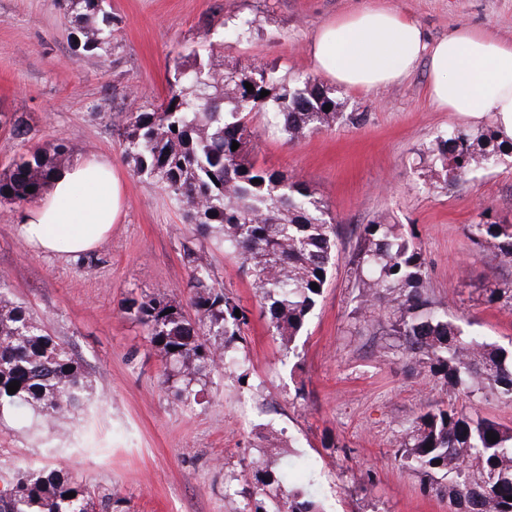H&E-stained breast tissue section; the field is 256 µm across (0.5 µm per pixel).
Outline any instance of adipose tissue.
Listing matches in <instances>:
<instances>
[{"label":"adipose tissue","mask_w":512,"mask_h":512,"mask_svg":"<svg viewBox=\"0 0 512 512\" xmlns=\"http://www.w3.org/2000/svg\"><path fill=\"white\" fill-rule=\"evenodd\" d=\"M308 53L317 72L360 91L398 82L428 57V94L436 108L491 120L512 137V42L461 27L430 44L415 21L377 6L322 24ZM123 196V179L110 160L94 157L68 165L26 208L22 236L41 252L91 251L117 223Z\"/></svg>","instance_id":"1"}]
</instances>
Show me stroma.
Masks as SVG:
<instances>
[{
    "label": "stroma",
    "mask_w": 512,
    "mask_h": 512,
    "mask_svg": "<svg viewBox=\"0 0 512 512\" xmlns=\"http://www.w3.org/2000/svg\"><path fill=\"white\" fill-rule=\"evenodd\" d=\"M374 0H110L112 53L75 56L62 0H0V171L30 148L63 142L72 160L103 156L125 180L121 220L96 249L60 259L24 242L23 209L0 203V293L26 303L87 372L89 410L39 426L27 408L0 415V483L30 468L61 466L123 512H243L246 481L230 482L278 446L290 485L322 512H451L430 480L396 458L402 431L425 405H450L512 427V401L483 389L466 396L406 358L385 357L389 337L351 315L358 291L345 258L359 226L377 218L414 235L428 281L451 320L470 319L512 349V309L479 290L512 279V262L473 253L465 235L479 214L512 223V163L443 188L425 184L419 155L440 135L473 124L427 97V61L375 92L333 86L335 127L288 141L255 113L252 160L304 179L338 225L335 264L305 328L285 355L260 308V292L234 255L204 245L225 293L245 311L238 355L249 376L216 371L203 404L175 399L160 357L124 310L133 294L158 290L187 300L182 245L194 233L181 211L135 176L111 121L161 103L175 64L206 60L312 74L308 44L326 21ZM416 21L429 41L468 25L512 40V0H383ZM363 115L362 124L350 117ZM29 128L15 139L14 122Z\"/></svg>",
    "instance_id": "obj_1"
}]
</instances>
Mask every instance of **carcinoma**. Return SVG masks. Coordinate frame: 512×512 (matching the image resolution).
I'll list each match as a JSON object with an SVG mask.
<instances>
[{
    "label": "carcinoma",
    "instance_id": "carcinoma-1",
    "mask_svg": "<svg viewBox=\"0 0 512 512\" xmlns=\"http://www.w3.org/2000/svg\"><path fill=\"white\" fill-rule=\"evenodd\" d=\"M105 3L64 0L75 52L103 57L111 51L112 21ZM247 82L253 91H247ZM263 90L269 95L262 98ZM269 106L275 109V126L291 141L328 130L339 118L336 97L315 77L290 83L272 72L226 70L223 61L209 58L189 68L175 65L160 111L126 112L115 128L135 175L160 189L195 225L196 234L182 245L194 316L165 291L126 302V313L164 362L166 381L188 403L206 398L217 366H239L235 345L244 339L247 325L245 313L235 315L239 304L212 278L199 239L242 260L262 294L269 329L288 347L306 326L334 265L337 224L328 205L304 180L249 159L252 114ZM234 141L239 144L235 151ZM505 156L512 158V139L487 125L451 130L423 151L420 162L429 179L448 187ZM69 157L70 148L62 142L18 155L0 176V200L34 202ZM466 234L477 249L512 261V224L482 214L466 226ZM346 266L360 299L354 320L381 314L385 335L431 375L453 388H492L512 400V350L448 319L430 289L421 249L400 225L384 220L363 225ZM313 283L319 290L312 289ZM482 299L512 308V280L490 281ZM13 381L19 389L10 394L7 386ZM91 401L82 365L25 306L0 293V415L7 407H28L51 425ZM490 432L499 440L489 441ZM274 457L269 448L251 463L254 508L248 512H270L267 504L279 497L282 507L275 512H318L302 493L286 490L288 470H272ZM400 458L426 476L442 474L447 482L431 488L448 498L455 512H512L507 500L512 496V427L427 405L403 429ZM70 492L76 496L65 497ZM92 495L62 468L29 469L4 484L0 512H90Z\"/></svg>",
    "mask_w": 512,
    "mask_h": 512
}]
</instances>
